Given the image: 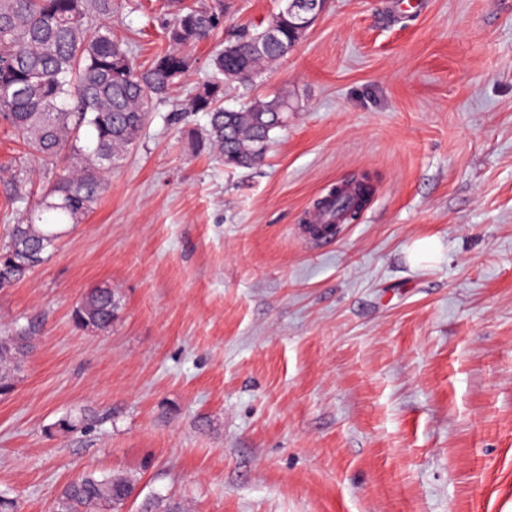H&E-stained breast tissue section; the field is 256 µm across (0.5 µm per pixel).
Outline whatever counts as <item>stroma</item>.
I'll list each match as a JSON object with an SVG mask.
<instances>
[{
  "label": "stroma",
  "instance_id": "35a3bbf8",
  "mask_svg": "<svg viewBox=\"0 0 512 512\" xmlns=\"http://www.w3.org/2000/svg\"><path fill=\"white\" fill-rule=\"evenodd\" d=\"M119 9L136 65L167 45L162 0ZM327 0L300 43L224 105L287 95L263 164L196 151L188 103L218 44L284 0H224L191 74L150 112L84 224L0 291L38 325L0 397V493L52 512L86 470L136 477L124 512H512V0ZM38 200L54 166L0 124V169ZM359 219L311 242L352 175ZM432 240L433 259L417 242ZM111 330L75 327L103 284ZM72 428L60 429L61 419Z\"/></svg>",
  "mask_w": 512,
  "mask_h": 512
}]
</instances>
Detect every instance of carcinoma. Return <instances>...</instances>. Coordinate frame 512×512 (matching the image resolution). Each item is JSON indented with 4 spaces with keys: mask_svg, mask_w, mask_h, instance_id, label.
<instances>
[{
    "mask_svg": "<svg viewBox=\"0 0 512 512\" xmlns=\"http://www.w3.org/2000/svg\"><path fill=\"white\" fill-rule=\"evenodd\" d=\"M170 48L139 69L112 32L115 0H0V122L9 125L29 153L59 164L55 180L22 223L12 225L0 249V288H9L43 263L62 227L85 222L108 190L112 170L140 137L151 108L166 100L192 66L184 48L209 40L224 15V0H164ZM267 28L224 44L209 61L190 111L204 112L202 147L227 165L261 163L271 133L288 120V96L252 98L237 109L223 105L224 86L246 87L266 63L291 52L306 30L288 8ZM7 202L28 203L25 181L7 183ZM329 201L358 218L357 199L340 193ZM122 308L119 292L95 288L78 302L73 320L104 332ZM38 329L0 330V394L12 392L36 350ZM136 479L124 473L83 472L65 485L54 512H122Z\"/></svg>",
    "mask_w": 512,
    "mask_h": 512,
    "instance_id": "1",
    "label": "carcinoma"
}]
</instances>
